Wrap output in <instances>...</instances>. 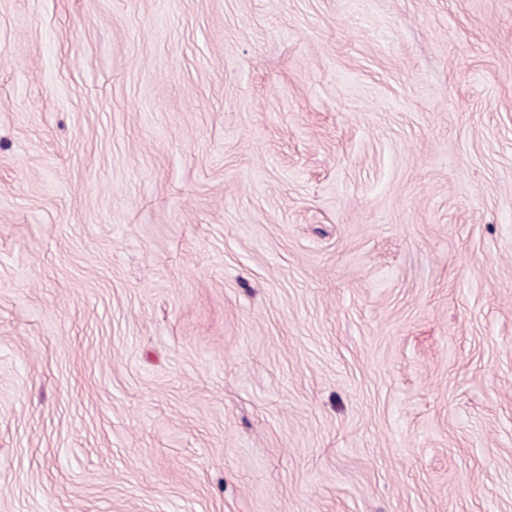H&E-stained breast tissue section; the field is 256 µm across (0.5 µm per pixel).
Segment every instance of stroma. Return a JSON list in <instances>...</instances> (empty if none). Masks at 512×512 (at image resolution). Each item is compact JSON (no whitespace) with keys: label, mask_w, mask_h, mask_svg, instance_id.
I'll list each match as a JSON object with an SVG mask.
<instances>
[{"label":"stroma","mask_w":512,"mask_h":512,"mask_svg":"<svg viewBox=\"0 0 512 512\" xmlns=\"http://www.w3.org/2000/svg\"><path fill=\"white\" fill-rule=\"evenodd\" d=\"M0 512H512V0H0Z\"/></svg>","instance_id":"stroma-1"}]
</instances>
